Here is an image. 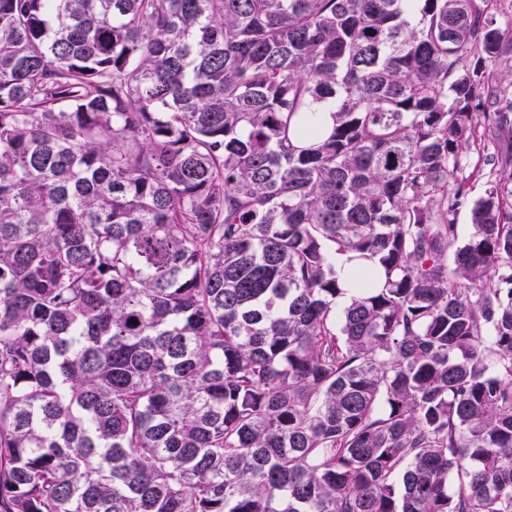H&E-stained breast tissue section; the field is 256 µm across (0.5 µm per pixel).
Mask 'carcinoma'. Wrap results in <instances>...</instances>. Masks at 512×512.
Segmentation results:
<instances>
[{
    "label": "carcinoma",
    "instance_id": "obj_1",
    "mask_svg": "<svg viewBox=\"0 0 512 512\" xmlns=\"http://www.w3.org/2000/svg\"><path fill=\"white\" fill-rule=\"evenodd\" d=\"M500 2L0 0V512H512ZM512 173V162L505 166L500 163L494 167L492 165H485L479 162L476 151L469 152L468 167L465 170V175L469 176L468 188L470 196L473 199H478L484 196L485 190L489 187V181L495 180L500 177V174L508 176Z\"/></svg>",
    "mask_w": 512,
    "mask_h": 512
}]
</instances>
